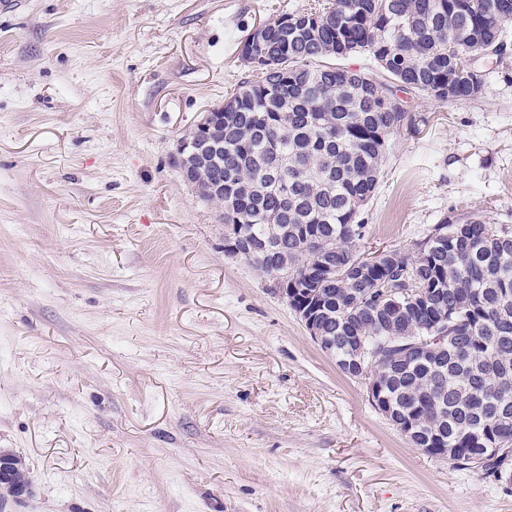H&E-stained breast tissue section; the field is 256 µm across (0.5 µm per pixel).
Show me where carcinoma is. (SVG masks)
<instances>
[{
    "label": "carcinoma",
    "instance_id": "obj_1",
    "mask_svg": "<svg viewBox=\"0 0 512 512\" xmlns=\"http://www.w3.org/2000/svg\"><path fill=\"white\" fill-rule=\"evenodd\" d=\"M512 0H334L282 13L254 43L252 78L228 101L222 147L200 174L224 186V237L239 258L271 275L288 254V287L316 306L336 359L352 336L381 344L378 396L411 423L424 448L496 477L505 461H471L481 445L512 444V229L479 219H443L407 249L364 258L363 208L373 198L390 138L412 124L400 94H432L454 77L455 100L476 97L483 76L463 58L507 49ZM368 58L373 78L346 83L338 60ZM448 348L420 361L415 344L441 332ZM31 487L26 464L0 454V504Z\"/></svg>",
    "mask_w": 512,
    "mask_h": 512
}]
</instances>
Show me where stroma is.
<instances>
[{"label": "stroma", "instance_id": "obj_1", "mask_svg": "<svg viewBox=\"0 0 512 512\" xmlns=\"http://www.w3.org/2000/svg\"><path fill=\"white\" fill-rule=\"evenodd\" d=\"M0 8V512H512V485L412 446L174 164L248 79L245 36L312 0ZM477 97L411 95L358 253L443 218L512 227V34ZM26 464L22 459L11 453L0 454V502L1 507L8 500H16L19 491L26 488L30 490L31 483ZM25 496V492L18 494L19 498Z\"/></svg>", "mask_w": 512, "mask_h": 512}]
</instances>
